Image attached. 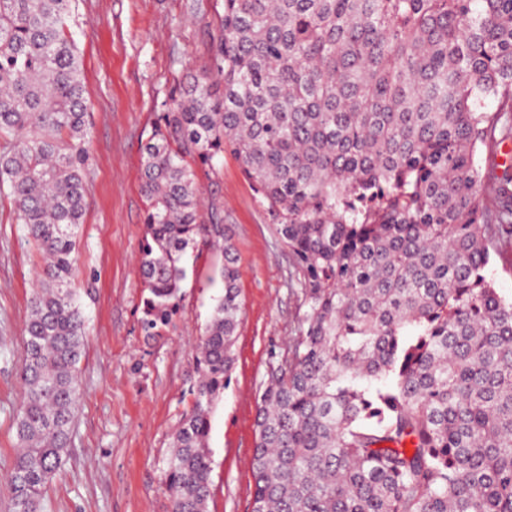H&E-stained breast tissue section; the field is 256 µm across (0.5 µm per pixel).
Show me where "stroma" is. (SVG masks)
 <instances>
[{"instance_id": "1", "label": "stroma", "mask_w": 512, "mask_h": 512, "mask_svg": "<svg viewBox=\"0 0 512 512\" xmlns=\"http://www.w3.org/2000/svg\"><path fill=\"white\" fill-rule=\"evenodd\" d=\"M224 0H77L72 30L92 135L75 285L87 320L81 404L43 512H171L163 469L197 378L191 345L223 288L221 257L188 251L172 323L145 336L139 255L146 200L141 154L165 101L210 63ZM202 219L219 213L240 256L235 365L211 423L210 512H251L255 404L272 354L296 335L290 258L266 202L225 155L198 173ZM41 260L0 202V481L17 443L28 299Z\"/></svg>"}]
</instances>
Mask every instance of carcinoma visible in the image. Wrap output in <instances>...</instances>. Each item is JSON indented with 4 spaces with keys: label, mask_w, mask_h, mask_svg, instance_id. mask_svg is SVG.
Listing matches in <instances>:
<instances>
[{
    "label": "carcinoma",
    "mask_w": 512,
    "mask_h": 512,
    "mask_svg": "<svg viewBox=\"0 0 512 512\" xmlns=\"http://www.w3.org/2000/svg\"><path fill=\"white\" fill-rule=\"evenodd\" d=\"M76 0H0V196L42 261L4 485L40 512L80 405L72 288L91 134ZM211 64L142 153V326H169L188 250L224 293L163 474L210 512L213 409L235 363L239 254L201 221L197 169L233 154L277 221L301 295L256 400L252 512H512V0H224ZM512 251L503 255H492L490 274L495 288L504 297L512 298Z\"/></svg>",
    "instance_id": "1"
}]
</instances>
